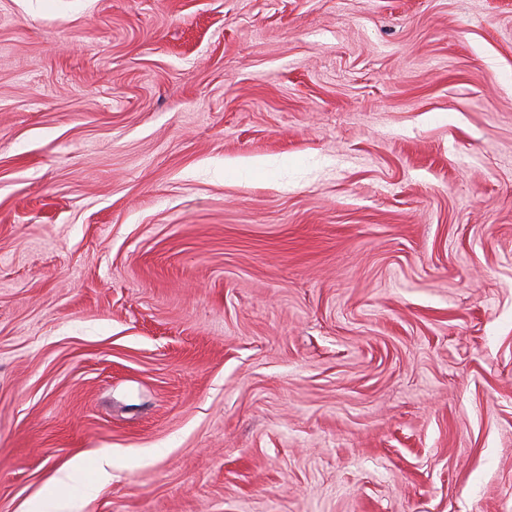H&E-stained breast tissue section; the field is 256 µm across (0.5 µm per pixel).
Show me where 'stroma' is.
<instances>
[{
    "instance_id": "stroma-1",
    "label": "stroma",
    "mask_w": 512,
    "mask_h": 512,
    "mask_svg": "<svg viewBox=\"0 0 512 512\" xmlns=\"http://www.w3.org/2000/svg\"><path fill=\"white\" fill-rule=\"evenodd\" d=\"M48 501L512 512V0H0V512Z\"/></svg>"
}]
</instances>
